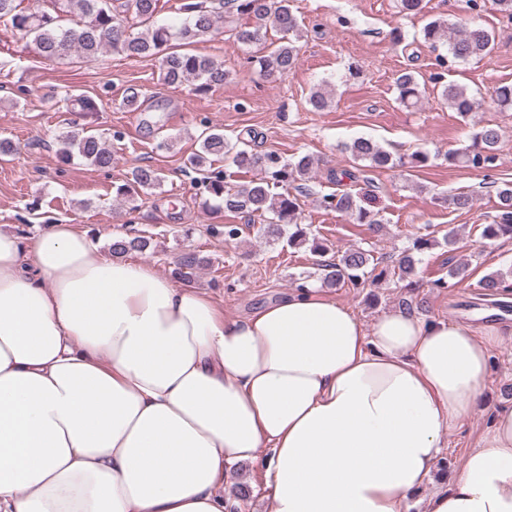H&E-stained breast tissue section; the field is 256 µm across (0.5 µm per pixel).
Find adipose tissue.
<instances>
[{
	"label": "adipose tissue",
	"mask_w": 512,
	"mask_h": 512,
	"mask_svg": "<svg viewBox=\"0 0 512 512\" xmlns=\"http://www.w3.org/2000/svg\"><path fill=\"white\" fill-rule=\"evenodd\" d=\"M499 341L316 282L229 318L72 225L0 231V512H227L243 461L268 512H409ZM427 512H512V406Z\"/></svg>",
	"instance_id": "ef3b65f1"
}]
</instances>
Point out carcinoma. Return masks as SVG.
I'll return each instance as SVG.
<instances>
[{"label": "carcinoma", "instance_id": "1", "mask_svg": "<svg viewBox=\"0 0 512 512\" xmlns=\"http://www.w3.org/2000/svg\"><path fill=\"white\" fill-rule=\"evenodd\" d=\"M16 0H0V22L8 25L23 38H32L38 53L47 59L66 60L76 53L91 62L103 51H112L128 58L157 56L160 59V74L163 82L179 88L187 82L194 83V91L206 93L224 83L226 74L223 65L214 59L175 50V46L198 43L210 36L216 23L233 16L250 20V26L234 32L236 41L244 46L257 48L250 57L258 64L259 73L266 78L283 76L294 69L299 61V41L304 37L301 22L294 13L290 0H198L186 3L182 9L188 13L178 26L154 25L158 0H124L120 6L114 0H42L28 11H21ZM130 15L137 23L146 26V32L132 33L127 30L125 19L118 17L117 8ZM276 28L281 41L271 48L266 45L268 27ZM423 39L432 47H446L448 57L441 61L469 63L480 61L494 49L495 34L491 30L470 22L456 29L441 19L428 21L423 27ZM400 103L415 107L419 103V83L411 70H405L395 80ZM441 98L444 104L460 117H467L475 105L474 95L468 88L449 82L442 85ZM332 98L322 86L314 88L309 96V105L315 112L331 106ZM501 140L499 127L486 124L478 127L472 137V145L462 152H451L448 159L467 167L489 169L496 159ZM62 144L60 159L70 160L79 155L99 168L112 166V152L105 147L100 137L86 131L69 130L60 136ZM200 150L187 158V164L204 171L218 158L230 160L238 170L255 171L259 177L239 184H229L231 176L214 175L204 177L207 192L218 202V209L242 214L252 222L259 223L257 234L263 237H282L284 225L293 224L295 230L289 234L288 243L295 246L310 245V250L321 257L318 267L322 276L321 287L338 288L346 284L358 288L366 282L381 279L385 270L378 269L379 259L371 251L357 247L327 258L329 248L306 228L297 224L300 209L298 195L312 194L307 182L317 165L307 154L293 160H284L273 152H259L239 148L230 143L224 133L207 128L199 135ZM353 161L369 162L372 168H388L394 165L392 155L369 139L357 138L344 145ZM163 180L161 172L151 165H137L131 169L122 194L131 197L143 189L159 186ZM295 185L298 195L276 193L274 189L283 185ZM497 213L492 223L483 227L482 236L495 239L512 236V182L496 185ZM321 205L334 209L357 224L379 227L383 219L362 205L361 197L351 193L324 194ZM433 239L418 237L412 248L404 251L398 267L405 277L415 273L418 259L415 254L432 245ZM149 246V238L135 236L117 237L112 240V256L121 257L132 251H142ZM201 258L194 252H185L178 260L175 276L189 281L200 266ZM482 296L496 297L508 292L499 275H491L480 282Z\"/></svg>", "mask_w": 512, "mask_h": 512}]
</instances>
